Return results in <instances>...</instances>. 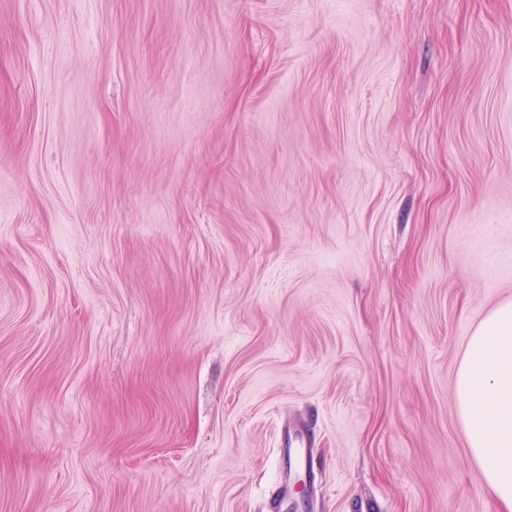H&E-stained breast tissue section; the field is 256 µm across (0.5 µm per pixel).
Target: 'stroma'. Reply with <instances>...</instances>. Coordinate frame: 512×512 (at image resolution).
Segmentation results:
<instances>
[{"instance_id": "1", "label": "stroma", "mask_w": 512, "mask_h": 512, "mask_svg": "<svg viewBox=\"0 0 512 512\" xmlns=\"http://www.w3.org/2000/svg\"><path fill=\"white\" fill-rule=\"evenodd\" d=\"M507 299L512 0H0V512H499ZM468 457L502 507L512 511V300L493 308L469 337L455 377Z\"/></svg>"}]
</instances>
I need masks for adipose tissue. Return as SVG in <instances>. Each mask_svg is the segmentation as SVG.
Segmentation results:
<instances>
[{
	"instance_id": "ef3b65f1",
	"label": "adipose tissue",
	"mask_w": 512,
	"mask_h": 512,
	"mask_svg": "<svg viewBox=\"0 0 512 512\" xmlns=\"http://www.w3.org/2000/svg\"><path fill=\"white\" fill-rule=\"evenodd\" d=\"M454 391L469 460L503 512H512V300L473 330Z\"/></svg>"
}]
</instances>
